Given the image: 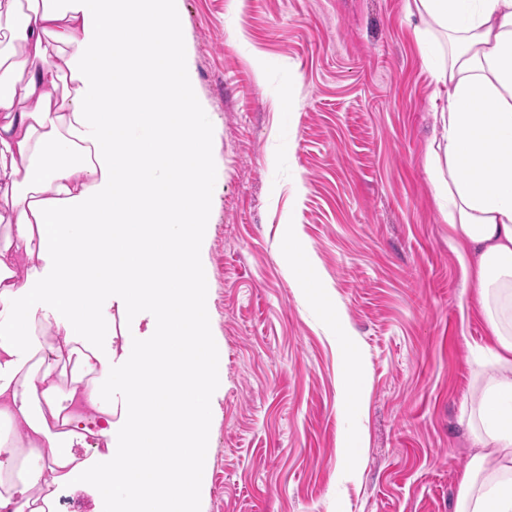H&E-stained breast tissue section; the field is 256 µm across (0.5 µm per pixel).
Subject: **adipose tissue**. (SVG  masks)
Here are the masks:
<instances>
[{"label":"adipose tissue","mask_w":512,"mask_h":512,"mask_svg":"<svg viewBox=\"0 0 512 512\" xmlns=\"http://www.w3.org/2000/svg\"><path fill=\"white\" fill-rule=\"evenodd\" d=\"M178 0H0V416L51 456L0 479V512L34 496L43 470L80 482L93 459L76 400L116 436L98 481L105 512H199L210 453L216 352L201 252L210 222L209 130L177 33ZM446 104L427 167L463 280L491 336L472 348L459 415L475 447L455 512H512V0H405ZM141 332L108 345L113 316ZM53 330L82 371L69 390L26 364ZM120 393L103 402L105 384Z\"/></svg>","instance_id":"obj_1"}]
</instances>
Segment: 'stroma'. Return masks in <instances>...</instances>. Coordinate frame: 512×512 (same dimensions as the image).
<instances>
[{"label": "stroma", "instance_id": "35a3bbf8", "mask_svg": "<svg viewBox=\"0 0 512 512\" xmlns=\"http://www.w3.org/2000/svg\"><path fill=\"white\" fill-rule=\"evenodd\" d=\"M405 0H181L210 129L203 251L218 351L201 512H454L458 422L487 341L426 171L443 101ZM341 307L368 391L289 271L296 244ZM357 439L355 481L338 445Z\"/></svg>", "mask_w": 512, "mask_h": 512}]
</instances>
